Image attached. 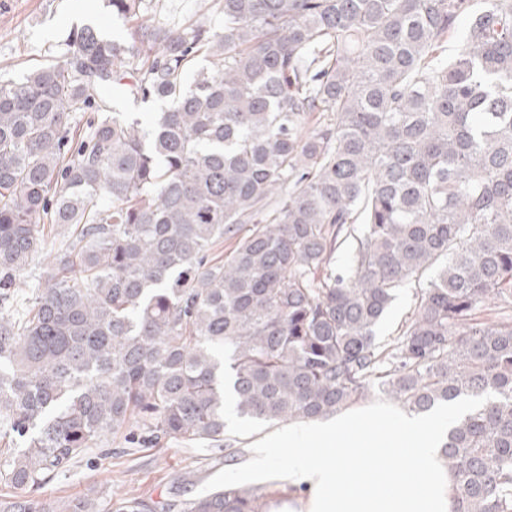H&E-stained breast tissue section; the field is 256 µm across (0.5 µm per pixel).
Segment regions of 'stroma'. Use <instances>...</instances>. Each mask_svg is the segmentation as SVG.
I'll use <instances>...</instances> for the list:
<instances>
[{
  "label": "stroma",
  "mask_w": 512,
  "mask_h": 512,
  "mask_svg": "<svg viewBox=\"0 0 512 512\" xmlns=\"http://www.w3.org/2000/svg\"><path fill=\"white\" fill-rule=\"evenodd\" d=\"M90 24L113 40H130L133 24L112 11L108 0H0V77L19 79L49 60L63 59L74 26ZM287 424L235 419L215 447L168 440L157 447L112 439L91 449L46 494L65 500L96 487L113 498L140 496L164 501L190 497L229 481L267 488L266 512H279L302 491L279 477L257 454Z\"/></svg>",
  "instance_id": "35a3bbf8"
}]
</instances>
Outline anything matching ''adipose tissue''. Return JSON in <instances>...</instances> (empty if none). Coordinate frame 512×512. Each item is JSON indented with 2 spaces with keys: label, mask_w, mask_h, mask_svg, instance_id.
I'll return each mask as SVG.
<instances>
[{
  "label": "adipose tissue",
  "mask_w": 512,
  "mask_h": 512,
  "mask_svg": "<svg viewBox=\"0 0 512 512\" xmlns=\"http://www.w3.org/2000/svg\"><path fill=\"white\" fill-rule=\"evenodd\" d=\"M454 416L375 406L290 427L278 441L289 481L309 488L306 512H455L459 490L441 459Z\"/></svg>",
  "instance_id": "adipose-tissue-1"
}]
</instances>
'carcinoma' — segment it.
Wrapping results in <instances>:
<instances>
[{
	"instance_id": "cac0c4a2",
	"label": "carcinoma",
	"mask_w": 512,
	"mask_h": 512,
	"mask_svg": "<svg viewBox=\"0 0 512 512\" xmlns=\"http://www.w3.org/2000/svg\"><path fill=\"white\" fill-rule=\"evenodd\" d=\"M203 2L127 43L83 25L63 60L0 79V512H263L236 482L43 490L132 427L218 446L228 398L276 424L376 390L416 414L485 398L441 457L456 512H512V0ZM117 84L165 103L151 136ZM45 224L62 239L24 292ZM486 302L498 319L474 321ZM415 302L416 289L414 287L401 290L379 325L377 342L380 346L387 347L399 337L401 326L410 316Z\"/></svg>"
}]
</instances>
